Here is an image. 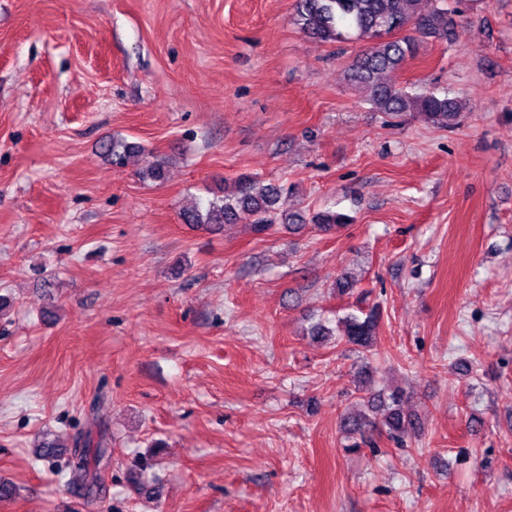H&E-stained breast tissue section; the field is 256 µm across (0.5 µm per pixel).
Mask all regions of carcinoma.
<instances>
[{
  "instance_id": "carcinoma-1",
  "label": "carcinoma",
  "mask_w": 512,
  "mask_h": 512,
  "mask_svg": "<svg viewBox=\"0 0 512 512\" xmlns=\"http://www.w3.org/2000/svg\"><path fill=\"white\" fill-rule=\"evenodd\" d=\"M461 12L448 8L447 0H296L293 22L309 37L322 42H348L361 39L374 41L371 49L360 52L348 68L346 78L358 88L366 102L378 112L391 117L407 112L419 115L437 128H452L459 123L465 104L457 98L440 96L433 91L416 92L406 86L384 83L379 75L397 70L416 56L419 43L428 40H452ZM112 166L124 167L129 156L142 148L124 139L112 140L109 145ZM165 173L164 160L155 156L146 160L142 175L161 179ZM288 189L266 184L256 176L236 179L233 189L180 212L181 222L192 227L217 231L226 224L248 223L253 232L263 234L272 229L280 214V202ZM312 223L325 232L346 223L347 216L332 211L318 212ZM378 317L370 311L360 317L349 314L342 319L341 339L363 351L376 345ZM367 408L377 406L380 420L367 414L343 419V431L368 441L372 430H380L389 438L403 441L416 428V422L406 409L404 391L395 388L389 394H371L360 398ZM91 444L85 439V457L74 462L73 476L93 493L95 484L87 481Z\"/></svg>"
}]
</instances>
